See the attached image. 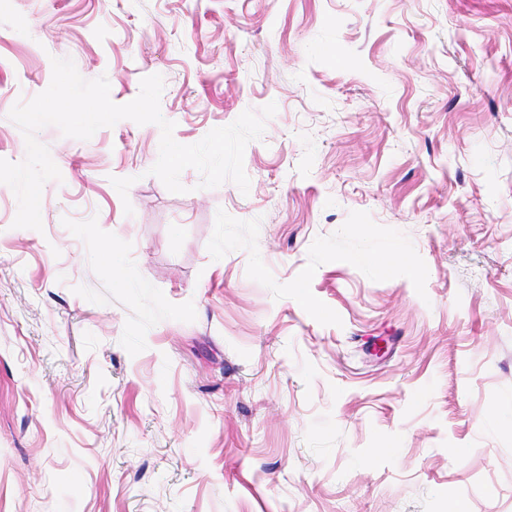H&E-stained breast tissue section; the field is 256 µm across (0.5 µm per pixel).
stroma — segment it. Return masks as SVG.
I'll use <instances>...</instances> for the list:
<instances>
[{
	"label": "stroma",
	"instance_id": "35a3bbf8",
	"mask_svg": "<svg viewBox=\"0 0 512 512\" xmlns=\"http://www.w3.org/2000/svg\"><path fill=\"white\" fill-rule=\"evenodd\" d=\"M55 57L277 112L245 193L128 119L0 184V512H512V0H0V159Z\"/></svg>",
	"mask_w": 512,
	"mask_h": 512
}]
</instances>
